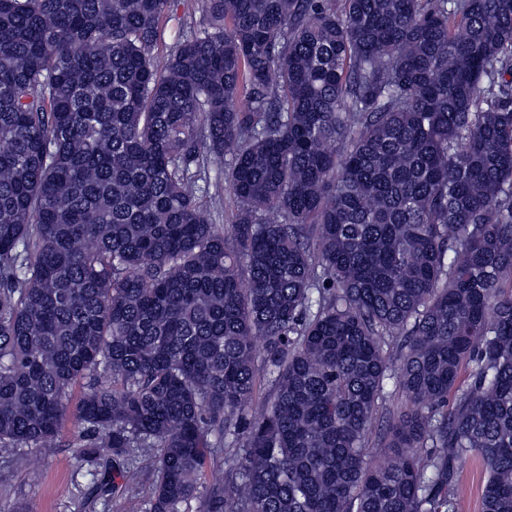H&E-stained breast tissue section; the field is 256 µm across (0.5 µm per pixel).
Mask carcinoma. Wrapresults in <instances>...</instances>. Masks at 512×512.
<instances>
[{
    "label": "carcinoma",
    "mask_w": 512,
    "mask_h": 512,
    "mask_svg": "<svg viewBox=\"0 0 512 512\" xmlns=\"http://www.w3.org/2000/svg\"><path fill=\"white\" fill-rule=\"evenodd\" d=\"M168 7L0 0V459L72 411L148 512L219 449L199 512H455L471 458L512 512V0H201L160 57Z\"/></svg>",
    "instance_id": "1"
}]
</instances>
